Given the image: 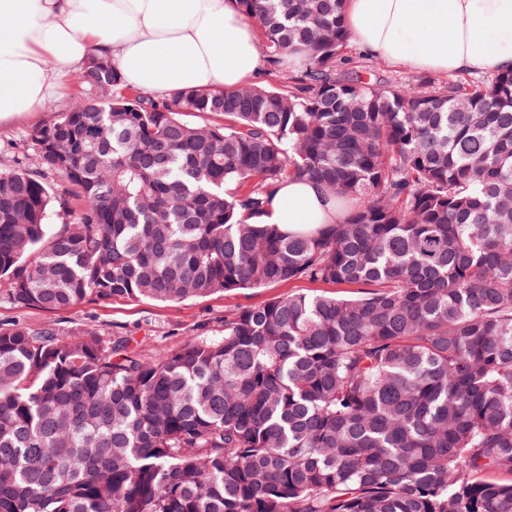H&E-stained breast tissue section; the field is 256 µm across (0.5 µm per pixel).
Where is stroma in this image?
Wrapping results in <instances>:
<instances>
[{
  "mask_svg": "<svg viewBox=\"0 0 512 512\" xmlns=\"http://www.w3.org/2000/svg\"><path fill=\"white\" fill-rule=\"evenodd\" d=\"M345 54L351 68L365 74H375L392 84L405 88L419 86L424 80L445 82L442 74H427L402 64L366 56L355 46H347ZM77 76L64 79L61 87L47 102L42 112L18 119L12 125L0 127V171L11 168L15 159L32 157L33 150L27 133L43 124L57 112L67 110L79 97L85 96ZM319 292L348 297L352 290L346 285L313 283L305 278L295 279L267 288H253L189 299L180 303H161L148 300L107 304L83 303L60 312L36 308H19L0 295V322L24 325L52 324L73 332L96 329L109 336L121 332L132 336L147 353L168 351L192 338L212 336L224 327V314L237 308L258 305L277 297L295 293Z\"/></svg>",
  "mask_w": 512,
  "mask_h": 512,
  "instance_id": "obj_1",
  "label": "stroma"
}]
</instances>
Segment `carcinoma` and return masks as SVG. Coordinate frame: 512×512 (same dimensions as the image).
I'll list each match as a JSON object with an SVG mask.
<instances>
[{
	"label": "carcinoma",
	"mask_w": 512,
	"mask_h": 512,
	"mask_svg": "<svg viewBox=\"0 0 512 512\" xmlns=\"http://www.w3.org/2000/svg\"><path fill=\"white\" fill-rule=\"evenodd\" d=\"M288 89L92 96L0 172V294L49 312L297 278L150 355L0 323V512H512V71L429 91L347 67L346 0H235ZM112 111L98 112L104 96ZM78 200L55 223L46 179ZM347 214L256 224L284 178Z\"/></svg>",
	"instance_id": "carcinoma-1"
}]
</instances>
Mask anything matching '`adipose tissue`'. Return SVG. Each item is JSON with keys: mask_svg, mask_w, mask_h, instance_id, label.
<instances>
[{"mask_svg": "<svg viewBox=\"0 0 512 512\" xmlns=\"http://www.w3.org/2000/svg\"><path fill=\"white\" fill-rule=\"evenodd\" d=\"M345 24L364 54L416 70H512V0H346ZM257 41L234 0H0V126L42 111L93 54L150 95L231 90L264 68ZM344 216L315 182L288 179L262 221L309 232Z\"/></svg>", "mask_w": 512, "mask_h": 512, "instance_id": "adipose-tissue-1", "label": "adipose tissue"}]
</instances>
